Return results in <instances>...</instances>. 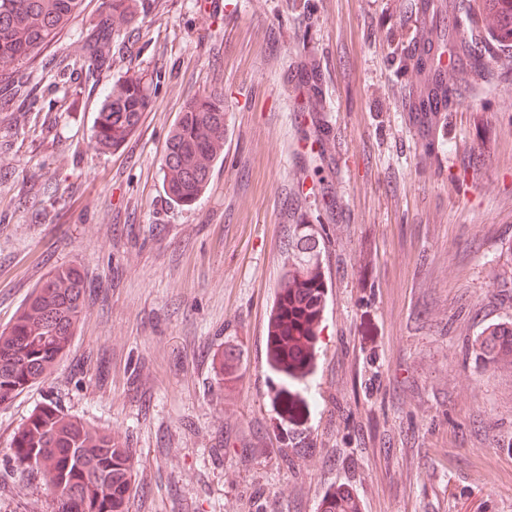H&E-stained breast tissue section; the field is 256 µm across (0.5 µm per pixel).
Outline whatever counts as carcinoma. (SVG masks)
I'll return each instance as SVG.
<instances>
[{
	"label": "carcinoma",
	"instance_id": "obj_1",
	"mask_svg": "<svg viewBox=\"0 0 512 512\" xmlns=\"http://www.w3.org/2000/svg\"><path fill=\"white\" fill-rule=\"evenodd\" d=\"M82 0H0V112H14L27 125L37 100L22 66L41 53L80 12ZM478 15L490 16L485 35L471 28L469 55L483 56L486 46L512 48V0H482ZM115 30L97 22L89 28L85 72L101 74L112 66ZM150 98L143 81L119 80L104 97L94 120L92 137L101 150L119 147L138 127ZM224 142V99L215 93L190 102L171 132L162 159L168 196L192 205L205 192L214 161ZM315 243L300 236L292 244L286 282L299 285L288 297L284 335L288 354L272 360L288 375L304 369L309 352L308 325L322 306V288L302 255ZM87 283L76 268L58 270L33 292L12 325L0 332V403L47 376L63 354L85 311ZM512 352V325H498L495 337L480 349L497 355L501 346ZM16 462L39 477L53 500L55 512H125L131 484L128 449L112 436L75 417L47 406L34 411L13 437Z\"/></svg>",
	"mask_w": 512,
	"mask_h": 512
}]
</instances>
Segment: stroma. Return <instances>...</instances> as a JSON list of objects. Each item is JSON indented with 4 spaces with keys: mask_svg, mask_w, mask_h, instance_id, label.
Segmentation results:
<instances>
[{
    "mask_svg": "<svg viewBox=\"0 0 512 512\" xmlns=\"http://www.w3.org/2000/svg\"><path fill=\"white\" fill-rule=\"evenodd\" d=\"M212 2L136 0L110 75L151 104L122 148L96 149L104 84L80 69L90 22L126 27L109 0L25 64L36 120L0 112V330L52 271L88 284L52 374L0 403V512H52L9 452L48 404L130 450L127 512H321L341 485L360 512H512V357L475 348L512 322V56L462 54L463 0ZM425 35L444 112L412 109ZM295 69L317 77L310 121ZM213 91L224 147L182 207L165 144ZM300 234L324 295L291 377L265 336Z\"/></svg>",
    "mask_w": 512,
    "mask_h": 512,
    "instance_id": "obj_1",
    "label": "stroma"
}]
</instances>
